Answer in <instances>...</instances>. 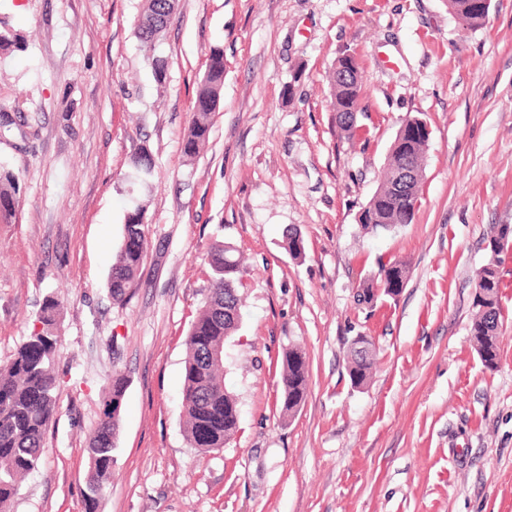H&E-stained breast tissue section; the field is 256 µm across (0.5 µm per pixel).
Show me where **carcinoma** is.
<instances>
[{"mask_svg": "<svg viewBox=\"0 0 512 512\" xmlns=\"http://www.w3.org/2000/svg\"><path fill=\"white\" fill-rule=\"evenodd\" d=\"M174 9L173 0H147L138 23L141 41L154 50L163 27L154 20L164 18ZM448 9L463 26L482 27L490 5L477 8L473 0H448ZM348 56L340 57L331 76V105L336 112V125L344 137L352 141L357 133L356 109L362 96L358 69L346 70ZM224 89V54L215 48L210 52L206 69L197 83L193 118L184 137L185 156L192 160L208 141L212 114L220 103ZM427 123L414 116L404 121L391 145L382 182L361 210L359 221L364 230H392L412 222L418 201L419 186L430 134ZM18 178L0 166V222L7 223L15 215L19 203ZM146 206L135 204L124 217V234L116 262L108 282L112 301H127L138 281L144 259ZM499 259L494 258L479 272L475 299L476 312L471 322L476 351L484 365L494 369L499 361L498 329L500 323ZM210 270L209 293L192 321L185 339L186 358L182 388V417L189 445L204 451H215L230 442L239 428L236 397L224 388V343L238 330L241 298L237 283L243 273V258L237 250L222 241H214L207 253ZM407 264L394 262L383 267L377 279L361 285V297L369 301L374 291L394 297L404 287ZM58 302H45L35 328L13 356L0 365V512H7L23 480L41 464L45 453L44 436L56 414L57 390L63 382L56 371V358L61 346L58 334ZM375 348L368 340L354 341L350 351L348 373L356 386L365 384L375 366ZM308 368L305 352L298 346L283 354L280 372L282 413L295 414L307 396ZM125 379L112 378L104 399L103 416L89 438L87 448L89 474L81 492L84 512H98L100 501L112 484L119 416L124 396Z\"/></svg>", "mask_w": 512, "mask_h": 512, "instance_id": "obj_1", "label": "carcinoma"}]
</instances>
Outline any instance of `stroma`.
<instances>
[{
    "mask_svg": "<svg viewBox=\"0 0 512 512\" xmlns=\"http://www.w3.org/2000/svg\"><path fill=\"white\" fill-rule=\"evenodd\" d=\"M145 0H0L22 41L0 55V165L20 186L0 223V363L58 299L64 375L39 468L10 512H83L88 438L113 372L125 377L112 486L100 512H512V257L502 258L497 369L475 351L476 276L490 231L512 225V0L467 29L447 0H177L156 82L137 34ZM224 93L209 141L183 152L213 48ZM353 56L360 136L344 139L329 74ZM430 130L411 223L363 232L391 143ZM154 169L140 279L114 304L133 155ZM304 252L293 257L287 236ZM243 252L241 325L224 345L240 427L191 448L181 422L184 340L210 286L214 240ZM406 262L394 297L360 282ZM377 368L351 384L347 351ZM301 345L309 389L277 402ZM375 348L369 340H354L350 351L348 373L355 386L364 385L375 366ZM305 352L298 346L283 354L280 372V402L283 415L292 416L307 396L308 368Z\"/></svg>",
    "mask_w": 512,
    "mask_h": 512,
    "instance_id": "1",
    "label": "stroma"
}]
</instances>
